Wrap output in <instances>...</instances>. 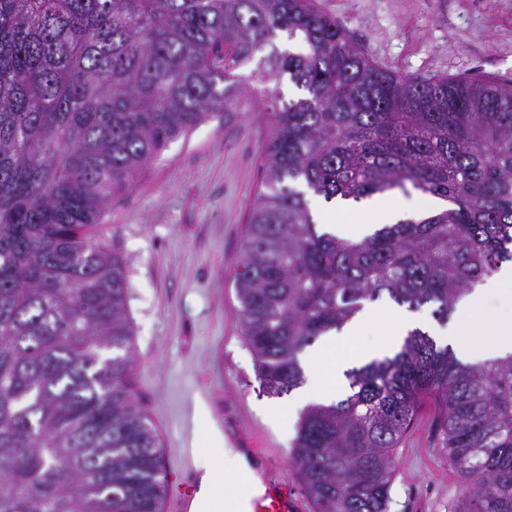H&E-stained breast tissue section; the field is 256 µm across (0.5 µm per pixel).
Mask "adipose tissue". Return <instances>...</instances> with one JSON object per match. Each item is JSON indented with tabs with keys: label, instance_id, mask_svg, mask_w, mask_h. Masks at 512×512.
<instances>
[{
	"label": "adipose tissue",
	"instance_id": "obj_1",
	"mask_svg": "<svg viewBox=\"0 0 512 512\" xmlns=\"http://www.w3.org/2000/svg\"><path fill=\"white\" fill-rule=\"evenodd\" d=\"M436 200L414 196L402 201L381 197L362 210L363 221L349 219L346 207L332 208L324 215L325 228L344 239L359 240L384 224L437 208ZM389 326L386 339L364 342L369 324ZM421 330L444 338L455 353L467 361L486 360L512 353V261L502 263L498 273L475 286L458 302L451 320L440 326L424 316L398 307L367 308L341 331L324 336L306 355L304 364L316 371L288 403L289 411L310 403L329 404L343 392L347 370L399 350L409 332ZM224 463V476L233 484L230 496L216 489L212 460ZM259 479L245 456L225 447L222 438H213L200 464L197 504L200 512H238L248 491L257 489Z\"/></svg>",
	"mask_w": 512,
	"mask_h": 512
}]
</instances>
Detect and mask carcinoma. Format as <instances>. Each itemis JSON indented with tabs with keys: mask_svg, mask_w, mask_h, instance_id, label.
Instances as JSON below:
<instances>
[{
	"mask_svg": "<svg viewBox=\"0 0 512 512\" xmlns=\"http://www.w3.org/2000/svg\"><path fill=\"white\" fill-rule=\"evenodd\" d=\"M254 59L272 136L235 279L263 393L302 385L304 351L365 304L430 305L443 324L512 259L511 84L383 68L315 0H0V512H162L99 217L168 141L241 104L234 71ZM412 189L448 208L357 241L309 207ZM345 377L290 451L316 512H388L427 399L467 480L455 512H512V354L464 362L414 330Z\"/></svg>",
	"mask_w": 512,
	"mask_h": 512,
	"instance_id": "obj_1",
	"label": "carcinoma"
}]
</instances>
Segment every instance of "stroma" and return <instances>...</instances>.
<instances>
[{
  "mask_svg": "<svg viewBox=\"0 0 512 512\" xmlns=\"http://www.w3.org/2000/svg\"><path fill=\"white\" fill-rule=\"evenodd\" d=\"M380 66L402 74L512 81V0H317ZM271 137L259 103L206 117L169 141L99 221L121 258L134 331V400L163 452L199 459L212 434L302 487L283 397L259 387L242 334L234 270ZM465 482L440 450L432 404L402 440L388 512H450Z\"/></svg>",
  "mask_w": 512,
  "mask_h": 512,
  "instance_id": "35a3bbf8",
  "label": "stroma"
}]
</instances>
